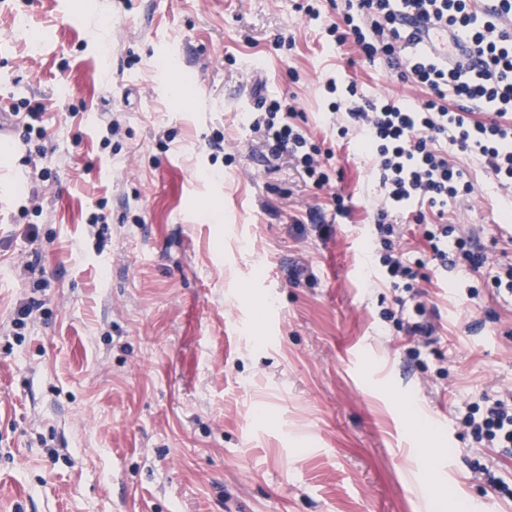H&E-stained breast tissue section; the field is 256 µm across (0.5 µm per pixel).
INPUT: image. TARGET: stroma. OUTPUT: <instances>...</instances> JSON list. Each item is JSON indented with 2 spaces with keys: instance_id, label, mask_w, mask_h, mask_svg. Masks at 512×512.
I'll list each match as a JSON object with an SVG mask.
<instances>
[{
  "instance_id": "1",
  "label": "stroma",
  "mask_w": 512,
  "mask_h": 512,
  "mask_svg": "<svg viewBox=\"0 0 512 512\" xmlns=\"http://www.w3.org/2000/svg\"><path fill=\"white\" fill-rule=\"evenodd\" d=\"M82 3L0 0V97L45 108L0 165V512H427L411 475L512 512V453L460 424L512 391V204L460 156L476 190L447 218L488 266L443 270L408 223L425 277L392 287L375 161L324 83L420 90L331 47L308 0ZM265 97L293 98L329 185L252 131ZM420 303L440 339L416 361L394 315ZM411 400L445 458L414 456Z\"/></svg>"
}]
</instances>
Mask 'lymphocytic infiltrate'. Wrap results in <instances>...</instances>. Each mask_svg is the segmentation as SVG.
I'll use <instances>...</instances> for the list:
<instances>
[{"instance_id":"obj_1","label":"lymphocytic infiltrate","mask_w":512,"mask_h":512,"mask_svg":"<svg viewBox=\"0 0 512 512\" xmlns=\"http://www.w3.org/2000/svg\"><path fill=\"white\" fill-rule=\"evenodd\" d=\"M335 20L308 7L336 46L353 45L370 63L385 60L394 77L424 93L408 104L369 95L356 82L328 79L334 112L365 137L377 162L385 204L377 211L375 242L392 287H412L418 268L398 255L395 218L424 225L434 261L476 273L487 262L470 232L445 224L449 202L465 200L474 185L455 153L477 158L498 187L512 193V0H338ZM448 30L462 48L442 56L425 43V28ZM294 105L263 101L251 123L273 157L295 159L316 187L330 181L320 148L298 124ZM434 223H427V215ZM478 444L512 447V393L469 411L461 420Z\"/></svg>"}]
</instances>
